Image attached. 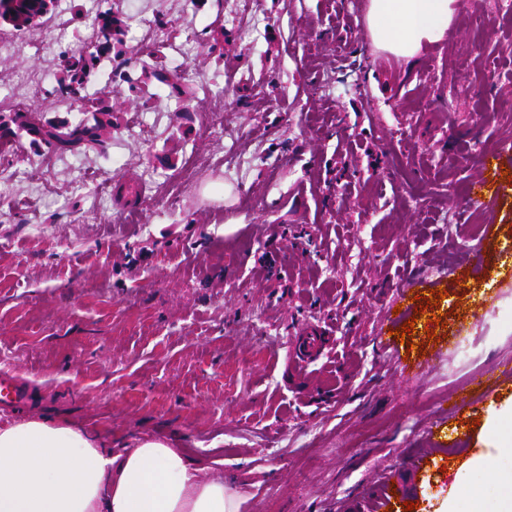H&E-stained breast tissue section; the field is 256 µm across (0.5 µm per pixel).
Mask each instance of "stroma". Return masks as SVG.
Here are the masks:
<instances>
[{"label":"stroma","mask_w":512,"mask_h":512,"mask_svg":"<svg viewBox=\"0 0 512 512\" xmlns=\"http://www.w3.org/2000/svg\"><path fill=\"white\" fill-rule=\"evenodd\" d=\"M365 6L99 0L126 22L124 54L87 87L118 116L110 139L0 153V371L25 392L0 422L65 416L115 453L167 440L201 477L223 474L238 512H340L443 422L463 449L425 473L417 512H512V0H454L446 37L411 59L375 48ZM231 9L241 21L215 42ZM145 18L184 53L158 56ZM87 27L54 0L0 53V98L76 111L55 75ZM158 60L180 91L132 87ZM495 153L499 194L473 196ZM129 175L146 188L133 216L109 196ZM403 290L414 374L380 342ZM476 376L486 389L452 411Z\"/></svg>","instance_id":"stroma-1"}]
</instances>
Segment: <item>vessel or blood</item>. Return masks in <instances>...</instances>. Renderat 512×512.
Instances as JSON below:
<instances>
[{
    "label": "vessel or blood",
    "mask_w": 512,
    "mask_h": 512,
    "mask_svg": "<svg viewBox=\"0 0 512 512\" xmlns=\"http://www.w3.org/2000/svg\"><path fill=\"white\" fill-rule=\"evenodd\" d=\"M447 447L448 442L442 431L430 432L426 437L425 449L412 452L406 457L402 474L396 475L393 481L382 483L362 498L345 502V512H397L399 503L415 495L418 475L426 463L446 456Z\"/></svg>",
    "instance_id": "vessel-or-blood-1"
}]
</instances>
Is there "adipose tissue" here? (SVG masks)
Returning a JSON list of instances; mask_svg holds the SVG:
<instances>
[{
    "mask_svg": "<svg viewBox=\"0 0 512 512\" xmlns=\"http://www.w3.org/2000/svg\"><path fill=\"white\" fill-rule=\"evenodd\" d=\"M453 0H369L381 49L413 58L444 38ZM0 512H237L223 476L201 478L168 443L144 438L112 453L58 417L0 424Z\"/></svg>",
    "mask_w": 512,
    "mask_h": 512,
    "instance_id": "1",
    "label": "adipose tissue"
}]
</instances>
